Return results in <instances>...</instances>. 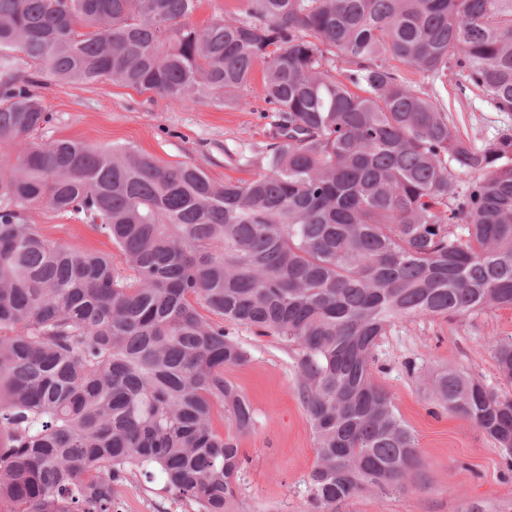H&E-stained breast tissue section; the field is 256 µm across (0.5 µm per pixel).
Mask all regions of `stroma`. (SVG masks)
I'll return each instance as SVG.
<instances>
[{
	"mask_svg": "<svg viewBox=\"0 0 512 512\" xmlns=\"http://www.w3.org/2000/svg\"><path fill=\"white\" fill-rule=\"evenodd\" d=\"M33 67L17 72L43 97L52 115L50 135L94 147L130 144L160 164L187 162L215 183L250 181L265 174L262 153L277 137V117L260 99L261 73L240 91V105L222 108L177 99L102 79L93 84L32 82ZM404 74L417 91L449 111L460 134L483 145L512 129V112H499L458 71L428 81L412 68ZM45 239L61 246L111 253L103 230L69 214L38 207L23 211ZM248 361L224 370L256 410L255 426L237 432L215 411L218 432L233 437L243 460L236 512H310L309 477L316 463V439L297 392L298 365L292 348L272 336L236 327ZM512 336V309H493L453 320L413 318L387 329L373 368L376 384L390 396L414 434L420 466L404 489L388 496L365 492L339 504L336 512H512V471L494 445L470 420L438 409L426 376L451 368L503 390L494 346ZM119 512H192L146 479L124 486Z\"/></svg>",
	"mask_w": 512,
	"mask_h": 512,
	"instance_id": "obj_1",
	"label": "stroma"
}]
</instances>
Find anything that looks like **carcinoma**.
<instances>
[{
  "label": "carcinoma",
  "instance_id": "obj_1",
  "mask_svg": "<svg viewBox=\"0 0 512 512\" xmlns=\"http://www.w3.org/2000/svg\"><path fill=\"white\" fill-rule=\"evenodd\" d=\"M199 0H0V73L224 106L263 71L280 141L267 174L214 183L134 147L35 140L41 97L0 85V501L15 512H116L158 475L196 512H233L241 459L213 427L255 423L224 367L228 322L292 346L317 441L318 512L402 488L419 453L373 380L403 318L512 308V132L481 147L390 61L456 67L512 112V0H246L199 27ZM100 226L112 255L48 242L21 208ZM205 309L213 318L203 316ZM512 382V338L495 344ZM512 471V396L432 377Z\"/></svg>",
  "mask_w": 512,
  "mask_h": 512
}]
</instances>
